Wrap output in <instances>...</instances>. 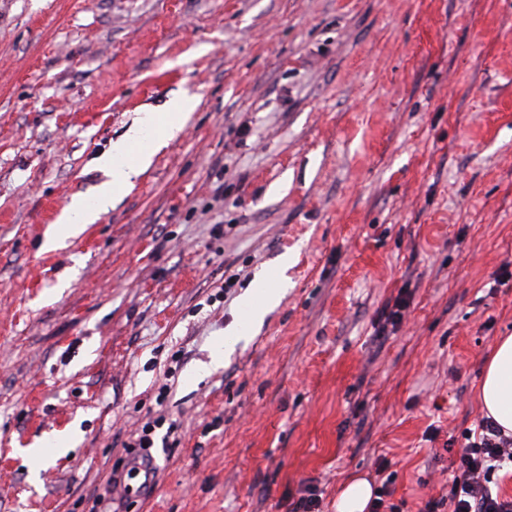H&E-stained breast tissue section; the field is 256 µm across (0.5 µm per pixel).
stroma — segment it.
<instances>
[{
  "instance_id": "1",
  "label": "stroma",
  "mask_w": 512,
  "mask_h": 512,
  "mask_svg": "<svg viewBox=\"0 0 512 512\" xmlns=\"http://www.w3.org/2000/svg\"><path fill=\"white\" fill-rule=\"evenodd\" d=\"M180 90L181 132L45 249ZM510 263L512 0H0V512H291L311 482L336 512L381 455L419 512L482 417ZM195 106V99L183 93L171 98L164 112L136 113L124 134L97 158L98 167L107 180L98 187L93 202L90 204L82 195L73 196L47 233L44 246L47 249L63 246L87 224L95 223L116 194L132 189L151 165L155 153L181 131ZM135 145L139 150L131 155L130 150ZM285 287V279H280V277L274 281L265 279L257 289L251 290L243 297V311L248 316V326L262 317L268 302L275 299L279 291Z\"/></svg>"
}]
</instances>
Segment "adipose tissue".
<instances>
[{"mask_svg":"<svg viewBox=\"0 0 512 512\" xmlns=\"http://www.w3.org/2000/svg\"><path fill=\"white\" fill-rule=\"evenodd\" d=\"M195 106V99L183 93L171 98L165 111L136 113L124 134L97 159L106 179L96 195L91 199L82 195L71 198L48 232L46 248L63 246L67 239L95 223L116 194L132 189L155 153L181 131ZM477 401L485 415L506 434H512V335L500 338L488 357Z\"/></svg>","mask_w":512,"mask_h":512,"instance_id":"ef3b65f1","label":"adipose tissue"}]
</instances>
